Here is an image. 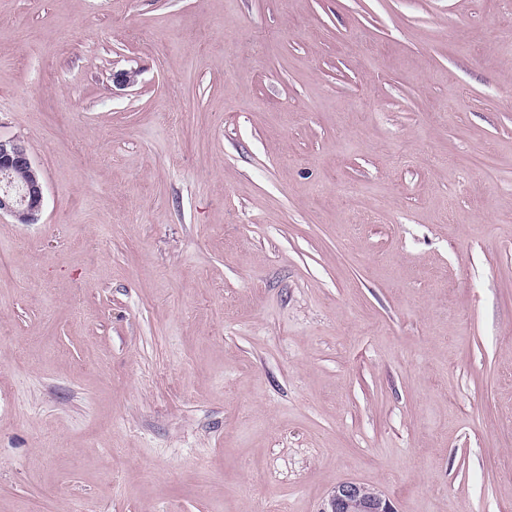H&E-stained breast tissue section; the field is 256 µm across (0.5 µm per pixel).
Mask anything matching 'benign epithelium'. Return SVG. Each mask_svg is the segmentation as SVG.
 <instances>
[{"instance_id":"1","label":"benign epithelium","mask_w":512,"mask_h":512,"mask_svg":"<svg viewBox=\"0 0 512 512\" xmlns=\"http://www.w3.org/2000/svg\"><path fill=\"white\" fill-rule=\"evenodd\" d=\"M138 72H112L119 90L136 83ZM44 206V181L40 170L19 138H0V216L6 214L19 224H36ZM323 512H395L390 499L355 481L337 484Z\"/></svg>"}]
</instances>
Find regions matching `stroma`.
<instances>
[{"mask_svg": "<svg viewBox=\"0 0 512 512\" xmlns=\"http://www.w3.org/2000/svg\"><path fill=\"white\" fill-rule=\"evenodd\" d=\"M0 137V512H512V0H0ZM22 173L20 181L16 175ZM44 206V181L40 170L19 138L0 137V216L18 224H36ZM322 512H395L392 502L374 489L355 481L338 483Z\"/></svg>", "mask_w": 512, "mask_h": 512, "instance_id": "stroma-1", "label": "stroma"}]
</instances>
